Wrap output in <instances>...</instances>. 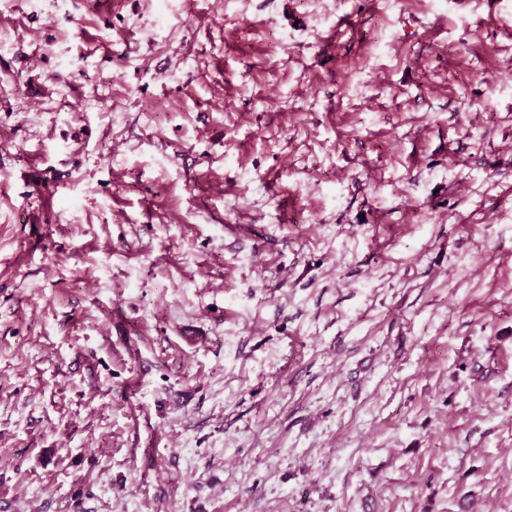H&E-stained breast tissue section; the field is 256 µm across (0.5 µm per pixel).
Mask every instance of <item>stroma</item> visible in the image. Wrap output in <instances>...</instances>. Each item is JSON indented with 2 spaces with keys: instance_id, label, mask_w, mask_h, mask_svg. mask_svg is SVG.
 <instances>
[{
  "instance_id": "stroma-1",
  "label": "stroma",
  "mask_w": 512,
  "mask_h": 512,
  "mask_svg": "<svg viewBox=\"0 0 512 512\" xmlns=\"http://www.w3.org/2000/svg\"><path fill=\"white\" fill-rule=\"evenodd\" d=\"M0 512H512V0H0Z\"/></svg>"
}]
</instances>
